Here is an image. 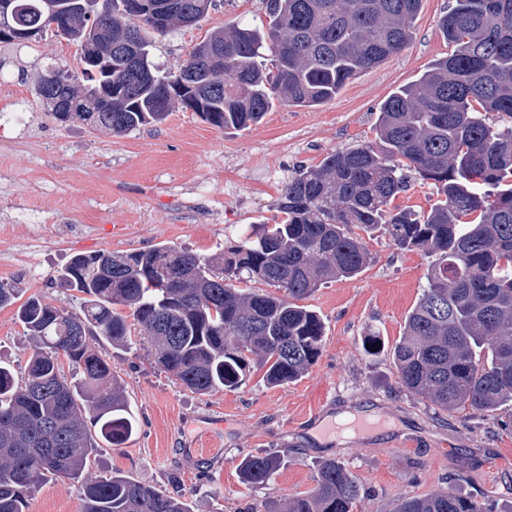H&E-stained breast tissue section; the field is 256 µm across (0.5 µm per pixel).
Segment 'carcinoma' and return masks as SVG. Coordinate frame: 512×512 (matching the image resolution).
I'll return each instance as SVG.
<instances>
[{"instance_id":"1","label":"carcinoma","mask_w":512,"mask_h":512,"mask_svg":"<svg viewBox=\"0 0 512 512\" xmlns=\"http://www.w3.org/2000/svg\"><path fill=\"white\" fill-rule=\"evenodd\" d=\"M67 0L76 68L37 97L56 116L120 135L199 112L242 131L274 106L325 104L361 71L413 37L421 0H264L263 30L213 31L174 72L149 60L151 35L191 27L198 0H112L90 18ZM12 26L32 41L54 31L42 0H13ZM453 52L381 105L375 138L288 179L271 226L217 257L157 245L75 255L58 272L80 294L69 309L31 296L18 321L32 342L27 372L0 365V512H24L46 475L72 481L79 512H194L191 502L120 471L88 473L102 448L129 439L136 416L99 346H123L132 320L154 362L199 395L294 382L320 356L325 325L301 304L322 285L359 275L382 233L430 259L427 284L391 349L400 388L443 411L512 406V0H455L440 20ZM224 55V64L211 61ZM430 180L427 211L392 209L411 174ZM72 374L66 375L61 360ZM279 455L243 459L264 485ZM361 484L341 463L318 465L315 487L269 512H353ZM396 512H485L453 487L406 498Z\"/></svg>"}]
</instances>
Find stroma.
<instances>
[{"mask_svg":"<svg viewBox=\"0 0 512 512\" xmlns=\"http://www.w3.org/2000/svg\"><path fill=\"white\" fill-rule=\"evenodd\" d=\"M452 0H422L403 50L348 82L316 107H274L245 131H221L191 111L123 136L46 112L34 86L48 66L72 65L75 48L53 34L24 45L0 43V283L69 308L72 292L56 283L72 256L167 244L205 257L227 251L252 225L272 223L289 178L329 153L373 139L381 104L415 81L452 47L439 22ZM262 0H216L199 25L156 36L153 60L179 70L209 32L261 28ZM372 264L359 276L329 282L306 300L325 324L322 352L299 380L267 386L252 374L236 390L198 395L159 368L146 340L131 334L110 349L124 391L138 413L131 440L102 449L94 476L119 470L167 489L178 485L194 512H266L315 485L321 460L334 458L361 483L354 512H395L401 499L455 488L512 512V407L470 418L447 413L399 388L389 352L426 285L421 251L375 234ZM16 306L0 308V362L24 378L31 342ZM388 350L371 356L366 334ZM378 417L392 424L353 438L316 434L318 415ZM205 434L215 455L191 454ZM283 459L260 487L242 483L241 460ZM26 512H77L74 485L49 476L31 491Z\"/></svg>","mask_w":512,"mask_h":512,"instance_id":"1","label":"stroma"}]
</instances>
